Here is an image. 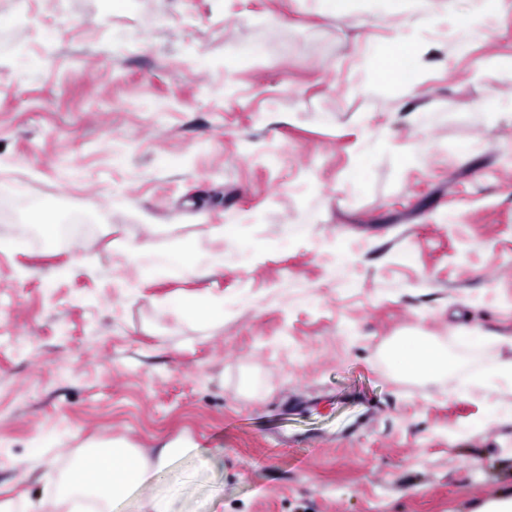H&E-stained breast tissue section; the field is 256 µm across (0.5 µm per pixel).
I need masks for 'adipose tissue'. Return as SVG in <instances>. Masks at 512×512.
I'll return each mask as SVG.
<instances>
[{
	"instance_id": "ef3b65f1",
	"label": "adipose tissue",
	"mask_w": 512,
	"mask_h": 512,
	"mask_svg": "<svg viewBox=\"0 0 512 512\" xmlns=\"http://www.w3.org/2000/svg\"><path fill=\"white\" fill-rule=\"evenodd\" d=\"M388 12L416 11L425 17L436 18L441 9L440 0H384ZM501 0H453L447 11L451 29L473 26L477 18L498 10ZM104 233L103 225L90 221L80 211L71 212L59 224L32 225L23 238L24 246L31 247L52 241L68 244L76 251L79 262L92 261L91 246ZM455 365L448 356L444 343L423 339L408 357V373L426 376L438 383L451 396L479 395L490 410L491 419L512 421V362H498L489 374L473 376L470 380L450 383L449 375ZM199 450L187 443H172L158 449L153 457H146L140 449L122 444H97L85 450L65 477L43 475L40 487L30 496H21L0 503V512H47L49 507L72 506L77 496L103 499L110 512H200L195 503L180 491H172L162 498L141 499L139 490L151 478L167 471Z\"/></svg>"
}]
</instances>
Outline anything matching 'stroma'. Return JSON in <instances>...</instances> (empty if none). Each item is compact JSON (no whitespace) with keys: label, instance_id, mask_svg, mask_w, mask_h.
<instances>
[{"label":"stroma","instance_id":"1","mask_svg":"<svg viewBox=\"0 0 512 512\" xmlns=\"http://www.w3.org/2000/svg\"><path fill=\"white\" fill-rule=\"evenodd\" d=\"M4 28L0 191L113 230L90 265L0 250V503L33 457L112 442L199 447L141 495L205 512L512 491V424L388 364L461 325L501 342L460 368L512 361V0L461 52L447 15L379 0H0ZM373 59L401 78L365 91ZM217 226L220 268L194 250Z\"/></svg>","mask_w":512,"mask_h":512}]
</instances>
